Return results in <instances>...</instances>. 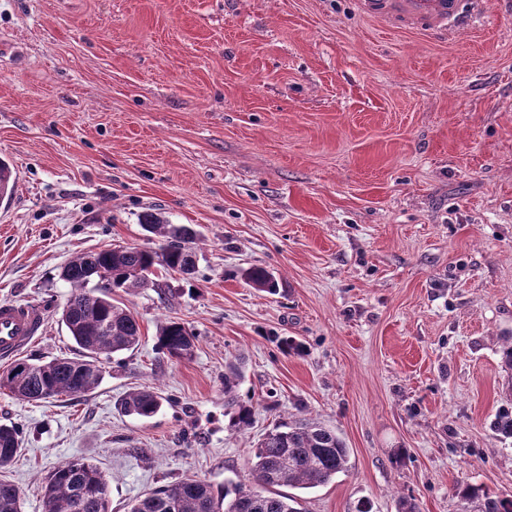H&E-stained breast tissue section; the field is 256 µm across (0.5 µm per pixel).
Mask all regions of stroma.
Masks as SVG:
<instances>
[{"label":"stroma","instance_id":"obj_1","mask_svg":"<svg viewBox=\"0 0 512 512\" xmlns=\"http://www.w3.org/2000/svg\"><path fill=\"white\" fill-rule=\"evenodd\" d=\"M0 302L44 326L31 362L70 355L61 266L151 247L158 213L197 231L192 280L117 291L142 340L78 399L0 390L23 429L5 471L23 512L65 460L97 465L112 512L186 478L247 482L280 422L334 428L349 469L302 512H463L455 485L512 495V0L464 31L362 15L356 0H0ZM275 278L270 295L243 269ZM185 323L191 359L156 347ZM290 337L300 355L279 347ZM253 423L232 431L224 375ZM150 386V418L116 404Z\"/></svg>","mask_w":512,"mask_h":512}]
</instances>
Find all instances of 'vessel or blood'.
<instances>
[{
  "label": "vessel or blood",
  "instance_id": "b4317fda",
  "mask_svg": "<svg viewBox=\"0 0 512 512\" xmlns=\"http://www.w3.org/2000/svg\"><path fill=\"white\" fill-rule=\"evenodd\" d=\"M477 0H358L367 16L421 22L430 29L447 26L466 30L472 18V5ZM43 327L39 307L32 304H0V360L17 357L40 334Z\"/></svg>",
  "mask_w": 512,
  "mask_h": 512
}]
</instances>
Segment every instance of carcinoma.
Instances as JSON below:
<instances>
[{"mask_svg": "<svg viewBox=\"0 0 512 512\" xmlns=\"http://www.w3.org/2000/svg\"><path fill=\"white\" fill-rule=\"evenodd\" d=\"M16 173L0 159V205L11 200ZM144 229L162 238L157 250L140 247L101 249L69 261L60 277L72 288L61 315L78 356H57L38 363L16 360L0 373V389L20 400L37 402L68 394L79 398L101 381L104 365L114 355L135 349L141 342V327L126 308L113 302L112 290L162 289L150 279L155 267L194 277L197 256L192 247L196 231L189 225L172 224L149 213ZM242 277L252 287L268 294L277 291L273 276L263 268L250 267ZM93 288H88L89 284ZM197 336L184 323L170 320L160 325L156 347L171 358L190 359ZM241 375L235 368L224 376V415L228 427L243 430L252 424V408L239 401L235 388ZM162 397L152 389L130 392L120 408L140 418L154 416ZM22 428L0 424V470L7 468L21 450ZM350 451L338 433L306 419L282 424L258 440L251 460V484L228 483L215 492L204 480L186 479L151 490L134 501L130 512H300L290 505L293 497L280 487L311 489L327 484L349 468ZM454 495L479 512H512V497L490 493L481 485L463 483ZM0 512H22L19 488L0 478ZM43 512H111L106 476L81 459L66 461L44 478Z\"/></svg>", "mask_w": 512, "mask_h": 512, "instance_id": "cac0c4a2", "label": "carcinoma"}]
</instances>
